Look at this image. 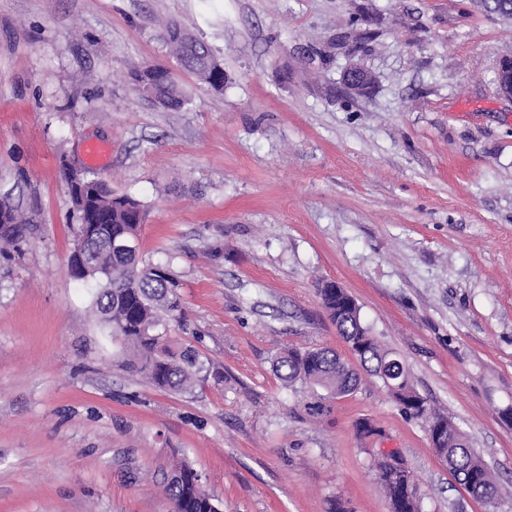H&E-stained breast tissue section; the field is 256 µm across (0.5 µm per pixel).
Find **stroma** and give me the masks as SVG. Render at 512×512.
Here are the masks:
<instances>
[{"instance_id":"35a3bbf8","label":"stroma","mask_w":512,"mask_h":512,"mask_svg":"<svg viewBox=\"0 0 512 512\" xmlns=\"http://www.w3.org/2000/svg\"><path fill=\"white\" fill-rule=\"evenodd\" d=\"M172 21L211 48L222 91L171 55ZM506 54L512 21L477 0H0V198L32 226L21 254L0 255V512H170L164 474L181 457L222 512H389L383 451L423 512H512ZM147 64L190 105L139 91ZM350 64L368 89L346 88ZM90 141L110 149L99 176L144 208L143 258L179 280L168 345L208 368L191 392L122 369L95 284L69 275L64 172ZM323 281L468 436L495 507L376 376L319 418L282 385L288 348L351 355ZM363 419L380 436L360 439Z\"/></svg>"}]
</instances>
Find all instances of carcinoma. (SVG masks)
<instances>
[{
  "label": "carcinoma",
  "mask_w": 512,
  "mask_h": 512,
  "mask_svg": "<svg viewBox=\"0 0 512 512\" xmlns=\"http://www.w3.org/2000/svg\"><path fill=\"white\" fill-rule=\"evenodd\" d=\"M172 53L180 65L197 80L213 90L224 87L225 76L211 51L190 42ZM166 109H181L189 97L172 76L151 84L149 88ZM83 200L72 198L78 219L99 224L105 235L84 243L89 254L84 278L98 284L94 309L99 322L109 330L112 340L120 343L122 365L139 374L157 388L186 393L193 389L204 370L199 353L187 347L179 354L163 346L159 328L180 314L178 282L167 268L145 262L137 252H121L115 242L126 236L136 237L144 221L141 202L129 195H118L95 173L81 178ZM30 225L20 214L8 224L0 223V253L21 251ZM322 306L336 324L338 334L351 346L352 353L369 372L376 374L388 366L399 376L382 378L402 412L424 421L427 429L438 424L448 433L432 444L433 450L447 464L459 484L475 499L494 503L496 482L483 460L470 446L468 437L428 405L414 387L405 364L384 348L360 317V308L336 290V283L326 281L319 288ZM277 377L286 386L301 385L310 390L314 401L305 405L308 414L321 416L327 401L347 395L357 387L358 377L335 350L327 347L296 348L283 351L275 361ZM393 455L384 454L376 464V480L389 501L391 512H421L417 492L407 493L414 485L409 471L391 464ZM165 494L177 512H218L217 503L205 489L201 473L186 458L174 461L165 482Z\"/></svg>",
  "instance_id": "cac0c4a2"
}]
</instances>
